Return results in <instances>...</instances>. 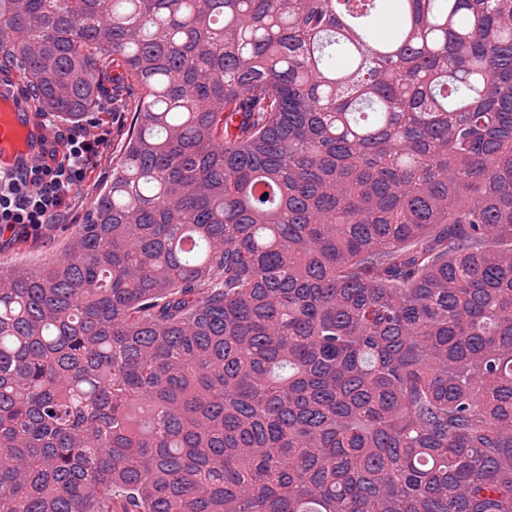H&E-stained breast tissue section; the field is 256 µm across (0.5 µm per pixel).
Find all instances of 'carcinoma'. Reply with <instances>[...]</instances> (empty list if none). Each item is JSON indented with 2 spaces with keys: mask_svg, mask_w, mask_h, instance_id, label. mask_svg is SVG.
<instances>
[{
  "mask_svg": "<svg viewBox=\"0 0 512 512\" xmlns=\"http://www.w3.org/2000/svg\"><path fill=\"white\" fill-rule=\"evenodd\" d=\"M0 56L134 101L0 265V512H512V0H0Z\"/></svg>",
  "mask_w": 512,
  "mask_h": 512,
  "instance_id": "1",
  "label": "carcinoma"
}]
</instances>
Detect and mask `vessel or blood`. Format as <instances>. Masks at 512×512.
<instances>
[{
    "label": "vessel or blood",
    "instance_id": "1",
    "mask_svg": "<svg viewBox=\"0 0 512 512\" xmlns=\"http://www.w3.org/2000/svg\"><path fill=\"white\" fill-rule=\"evenodd\" d=\"M11 115L0 122V172L17 170L37 157L42 148L44 125L34 101L15 99L0 87V104Z\"/></svg>",
    "mask_w": 512,
    "mask_h": 512
}]
</instances>
